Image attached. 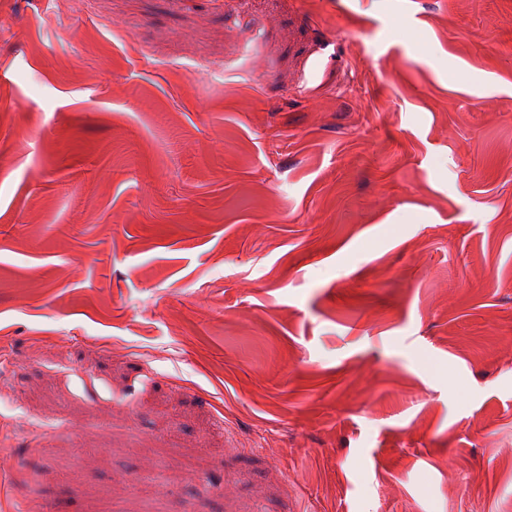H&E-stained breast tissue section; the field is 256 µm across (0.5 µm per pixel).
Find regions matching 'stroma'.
<instances>
[{
	"label": "stroma",
	"mask_w": 512,
	"mask_h": 512,
	"mask_svg": "<svg viewBox=\"0 0 512 512\" xmlns=\"http://www.w3.org/2000/svg\"><path fill=\"white\" fill-rule=\"evenodd\" d=\"M0 512H512V0H0Z\"/></svg>",
	"instance_id": "obj_1"
}]
</instances>
